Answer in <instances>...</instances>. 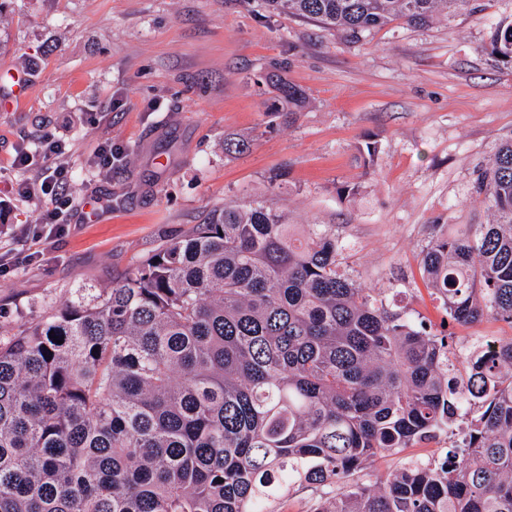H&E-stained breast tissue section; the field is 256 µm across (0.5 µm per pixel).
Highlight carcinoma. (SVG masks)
<instances>
[{"label":"carcinoma","instance_id":"carcinoma-1","mask_svg":"<svg viewBox=\"0 0 512 512\" xmlns=\"http://www.w3.org/2000/svg\"><path fill=\"white\" fill-rule=\"evenodd\" d=\"M352 38L478 13L476 0H266ZM490 53L512 63V23ZM270 113L299 87L272 81ZM269 193L224 203L112 287L0 340V512H264L290 482L314 512H512V341L460 376L448 334L340 268L331 224ZM493 216L435 235L420 264L448 319L512 326V138L477 172ZM445 433L444 457L373 463ZM362 473L366 480L348 482Z\"/></svg>","mask_w":512,"mask_h":512}]
</instances>
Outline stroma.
Returning a JSON list of instances; mask_svg holds the SVG:
<instances>
[{"label": "stroma", "instance_id": "35a3bbf8", "mask_svg": "<svg viewBox=\"0 0 512 512\" xmlns=\"http://www.w3.org/2000/svg\"><path fill=\"white\" fill-rule=\"evenodd\" d=\"M427 27L353 40L262 0H8L0 11V339L40 322L73 289L107 288L213 208L266 193L296 224H331L342 266L390 309L448 331L453 355L512 339L486 319L446 324L420 267L434 225L485 224L478 169L512 137V64L489 49L512 0H481ZM31 77L13 106L12 73ZM278 74L306 103L271 116ZM68 144L64 230L21 237L46 210L22 198L16 147ZM244 136L251 148L224 152ZM124 152L109 171L100 143ZM378 145L368 155L367 143ZM351 188V196L340 188Z\"/></svg>", "mask_w": 512, "mask_h": 512}]
</instances>
